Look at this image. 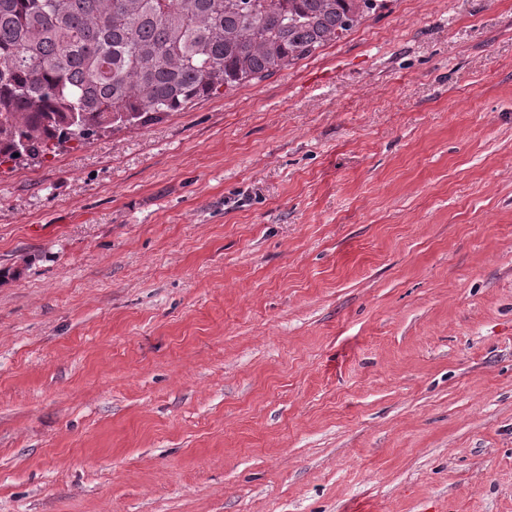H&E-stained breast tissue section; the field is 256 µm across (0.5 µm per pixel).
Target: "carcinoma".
<instances>
[{"label":"carcinoma","mask_w":512,"mask_h":512,"mask_svg":"<svg viewBox=\"0 0 512 512\" xmlns=\"http://www.w3.org/2000/svg\"><path fill=\"white\" fill-rule=\"evenodd\" d=\"M387 0H0V166L146 127L342 39Z\"/></svg>","instance_id":"obj_1"}]
</instances>
